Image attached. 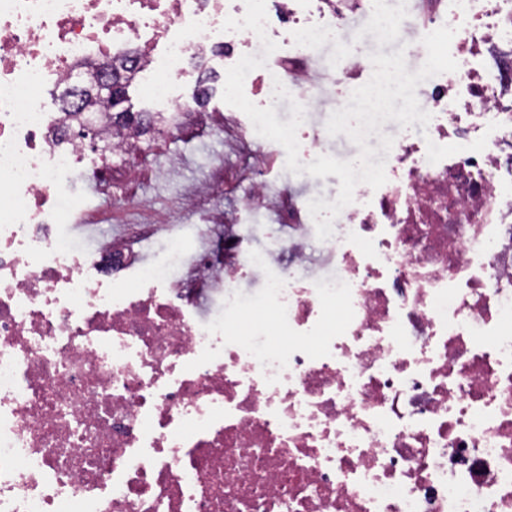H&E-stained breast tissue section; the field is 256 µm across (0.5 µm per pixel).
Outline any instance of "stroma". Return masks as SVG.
<instances>
[{
  "instance_id": "35a3bbf8",
  "label": "stroma",
  "mask_w": 512,
  "mask_h": 512,
  "mask_svg": "<svg viewBox=\"0 0 512 512\" xmlns=\"http://www.w3.org/2000/svg\"><path fill=\"white\" fill-rule=\"evenodd\" d=\"M207 95L194 99L196 79L179 82L176 93L191 101L195 111L223 112L222 92L226 80L223 63L203 65ZM94 159H106L112 167L110 181L96 184L89 170L77 166L65 176L63 183L83 199L85 210L94 212L100 223L99 233L106 236L120 232L123 225L140 223L141 209L150 212V223L176 224L189 227L202 221L220 224L225 212H237L240 223L252 229L255 249L276 251L273 227L259 207L240 208L239 202L251 193L250 182L243 181L225 187L217 171L226 166L240 165L239 156L224 150V136L202 131L187 136L178 134L151 143L138 159L140 175L136 180L124 178L121 159L104 157L94 152Z\"/></svg>"
}]
</instances>
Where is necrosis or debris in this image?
I'll list each match as a JSON object with an SVG mask.
<instances>
[{
    "label": "necrosis or debris",
    "mask_w": 512,
    "mask_h": 512,
    "mask_svg": "<svg viewBox=\"0 0 512 512\" xmlns=\"http://www.w3.org/2000/svg\"><path fill=\"white\" fill-rule=\"evenodd\" d=\"M384 6L266 0L267 56L222 29L244 0H0V512H512V0ZM444 25L458 69L416 89L430 138L378 151L386 183L357 185L326 241L334 275L296 276L320 186L267 182L282 147L233 112L224 180L251 181L279 261L240 224L220 248L197 225L162 262L142 249L156 225L55 224L85 144L38 95L85 63L130 59L173 126L203 129L174 94L194 64L266 58L247 98L282 108L279 81L308 109L369 69L371 32L412 74ZM431 142L462 150L432 164ZM256 281L277 322L203 306Z\"/></svg>",
    "instance_id": "1"
}]
</instances>
